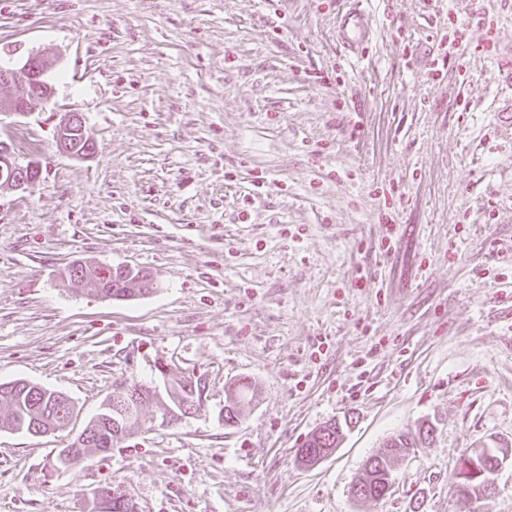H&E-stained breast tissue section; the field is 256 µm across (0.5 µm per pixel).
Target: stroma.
I'll return each instance as SVG.
<instances>
[{"label": "stroma", "instance_id": "1", "mask_svg": "<svg viewBox=\"0 0 512 512\" xmlns=\"http://www.w3.org/2000/svg\"><path fill=\"white\" fill-rule=\"evenodd\" d=\"M1 50L58 64L50 100L0 121L42 168L0 188V382L75 411L43 436L0 424V512H91L107 484L136 512H459L461 455L512 449V0H0ZM69 111L93 158L57 153ZM77 259L154 290L69 286ZM158 359L204 379L201 408L164 426L147 406L110 452L57 466ZM423 424L389 494L352 497ZM368 16L362 11H350L342 16L340 27L346 34L348 43L353 45L361 41L366 34ZM322 429L319 435L313 437L312 441H307V446L311 448H302L299 452V459L303 456L302 465L307 468L315 467L324 459L331 456L337 449L336 441L339 439L335 429L324 433ZM389 441L391 442L388 443ZM385 445L386 447L384 448L386 449L379 455V459L377 460V466L379 469L372 471L371 473V482H376L374 487L378 486L377 480H383L386 478L388 473H391V467L392 463L394 462L395 454L403 448H409L408 451L399 458L404 459L406 456H408L412 448H417V439L414 436L410 437L408 433H398L388 439Z\"/></svg>", "mask_w": 512, "mask_h": 512}]
</instances>
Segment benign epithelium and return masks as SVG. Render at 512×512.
Masks as SVG:
<instances>
[{
    "mask_svg": "<svg viewBox=\"0 0 512 512\" xmlns=\"http://www.w3.org/2000/svg\"><path fill=\"white\" fill-rule=\"evenodd\" d=\"M56 61L49 56L37 52L30 53L20 60L0 58V86L15 89V93L0 99V117L6 115L24 116L29 113L33 104L40 100H48L54 94V88L49 82V74L54 69ZM81 135L85 146L75 147V136ZM56 147L59 153L75 157L88 158L96 152L95 142L85 135L83 117L77 112L62 114L56 134ZM41 169L32 160L19 155L10 140L0 139V186L14 190H26L37 185ZM147 396L161 397L160 388L148 386H123L111 395L112 409L121 415L125 421L139 416L141 399ZM86 434L80 433L66 448L60 449L57 464L69 466V461L75 456L86 452ZM335 452L333 448H302L299 456L303 457V466L315 467ZM483 460L479 451L465 452L459 461L458 469L466 471V476L479 479L481 497H488L496 489L495 475L502 467L507 457H498L488 468H478Z\"/></svg>",
    "mask_w": 512,
    "mask_h": 512,
    "instance_id": "benign-epithelium-1",
    "label": "benign epithelium"
}]
</instances>
